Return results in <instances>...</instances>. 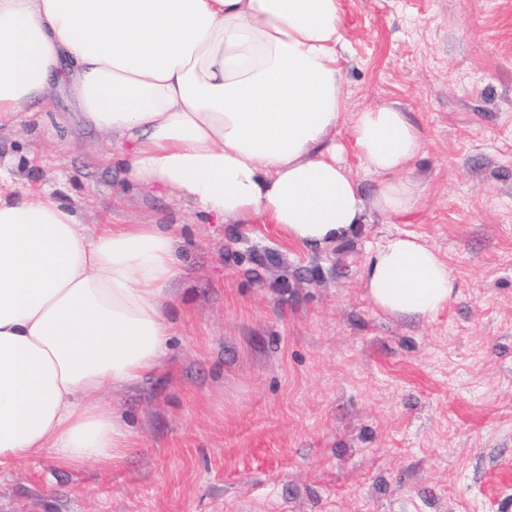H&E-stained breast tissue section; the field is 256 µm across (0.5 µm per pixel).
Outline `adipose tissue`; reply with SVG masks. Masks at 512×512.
<instances>
[{"mask_svg":"<svg viewBox=\"0 0 512 512\" xmlns=\"http://www.w3.org/2000/svg\"><path fill=\"white\" fill-rule=\"evenodd\" d=\"M346 50L340 0H0V122L63 83L83 124L123 147L127 184L328 247L367 209L403 213L420 197V128L392 104L347 113ZM353 157L377 179L372 198ZM14 181L0 166V465L34 448L117 464L130 434L100 400L168 352L159 299L181 276L179 240L165 224L90 233L48 190ZM363 282L378 308L420 317L456 288L407 237L371 254Z\"/></svg>","mask_w":512,"mask_h":512,"instance_id":"adipose-tissue-1","label":"adipose tissue"}]
</instances>
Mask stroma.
I'll list each match as a JSON object with an SVG mask.
<instances>
[{
  "label": "stroma",
  "instance_id": "stroma-1",
  "mask_svg": "<svg viewBox=\"0 0 512 512\" xmlns=\"http://www.w3.org/2000/svg\"><path fill=\"white\" fill-rule=\"evenodd\" d=\"M347 109L421 129L415 209L368 210L327 248L255 218L129 188L110 136L65 87L0 124V166L91 228L168 224L174 336L143 384L101 404L121 464L46 450L0 467V512H512V0H341ZM416 236L456 288L432 317L377 309L372 251Z\"/></svg>",
  "mask_w": 512,
  "mask_h": 512
}]
</instances>
